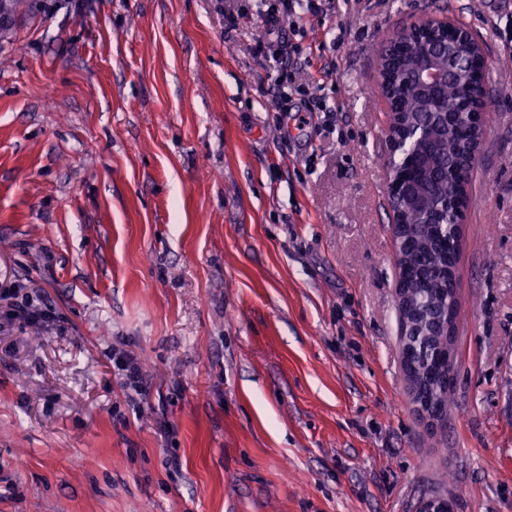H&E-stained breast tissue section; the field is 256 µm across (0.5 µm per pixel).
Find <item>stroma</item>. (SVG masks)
<instances>
[{
  "instance_id": "obj_1",
  "label": "stroma",
  "mask_w": 512,
  "mask_h": 512,
  "mask_svg": "<svg viewBox=\"0 0 512 512\" xmlns=\"http://www.w3.org/2000/svg\"><path fill=\"white\" fill-rule=\"evenodd\" d=\"M512 0H45L0 42V512H512ZM433 16L486 42L448 416L401 366L376 49ZM333 116L312 111L315 98ZM122 345L147 394L112 368ZM173 429L161 433V420ZM178 459L172 471L169 459ZM255 12L265 23L266 30L255 41L253 52L257 57L266 59L273 57L280 65L281 72L286 73V80L291 81L288 74V43L280 36L281 24L297 14L296 8L303 12L316 14L322 6L331 7L334 1L325 0H256ZM327 2V3H326ZM6 302V310L4 312V321L1 322L0 332L5 324H12L16 321L26 323H43L53 322L55 313L48 302L47 295L43 290H28V287L17 284L13 288H5L0 291V303Z\"/></svg>"
}]
</instances>
